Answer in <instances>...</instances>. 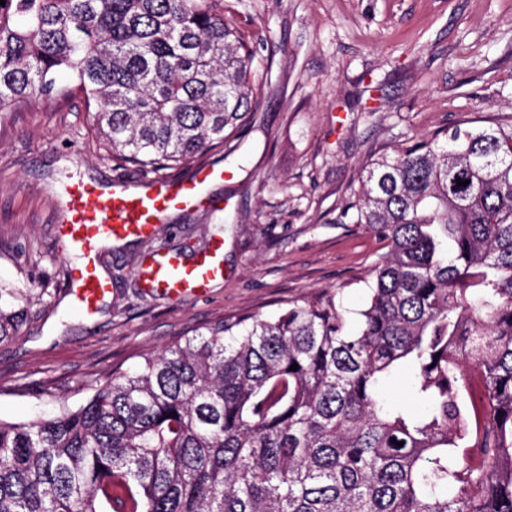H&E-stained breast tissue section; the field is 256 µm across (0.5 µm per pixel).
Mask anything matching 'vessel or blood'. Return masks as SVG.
Returning <instances> with one entry per match:
<instances>
[{"label": "vessel or blood", "instance_id": "vessel-or-blood-1", "mask_svg": "<svg viewBox=\"0 0 512 512\" xmlns=\"http://www.w3.org/2000/svg\"><path fill=\"white\" fill-rule=\"evenodd\" d=\"M224 176L222 166L209 164L197 167L189 178H157L146 186L121 180L109 187L83 179L73 181L65 191L58 240L65 251L79 256L69 280L79 311L93 314L111 293L112 284L97 264L102 242L156 233L166 215L198 205L209 185ZM139 276L146 288L176 298L203 294L224 276L223 247L214 245L188 259L162 254L150 257Z\"/></svg>", "mask_w": 512, "mask_h": 512}]
</instances>
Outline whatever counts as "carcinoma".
<instances>
[{
	"mask_svg": "<svg viewBox=\"0 0 512 512\" xmlns=\"http://www.w3.org/2000/svg\"><path fill=\"white\" fill-rule=\"evenodd\" d=\"M252 62L224 0L0 5V112L66 72L145 173L239 130ZM340 219L387 248L359 310L224 319L76 409L0 420V512H512V116L378 155Z\"/></svg>",
	"mask_w": 512,
	"mask_h": 512,
	"instance_id": "obj_1",
	"label": "carcinoma"
}]
</instances>
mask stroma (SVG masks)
<instances>
[{
	"label": "stroma",
	"instance_id": "35a3bbf8",
	"mask_svg": "<svg viewBox=\"0 0 512 512\" xmlns=\"http://www.w3.org/2000/svg\"><path fill=\"white\" fill-rule=\"evenodd\" d=\"M224 18L248 38L261 106L228 143L163 170L186 178L220 161L227 176L158 233L99 251L112 293L93 317L63 277L77 260L57 240L65 187L145 178L113 163L80 91L0 114V286L30 298L0 343V419L79 406L112 371L221 318H273L325 291L358 309L383 247L336 217L362 167L379 150L512 115V0H227ZM218 239L224 278L205 295L142 288L148 254L189 258Z\"/></svg>",
	"mask_w": 512,
	"mask_h": 512
}]
</instances>
